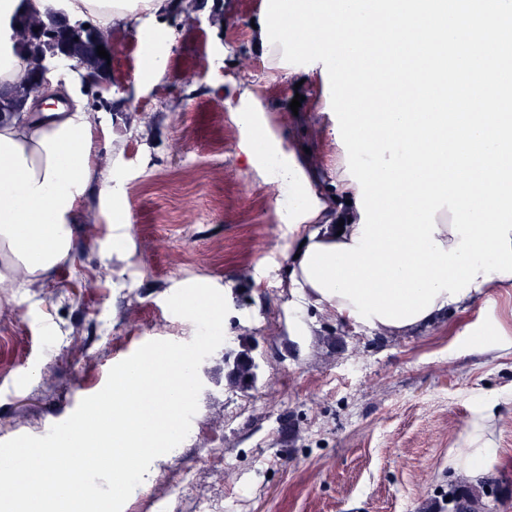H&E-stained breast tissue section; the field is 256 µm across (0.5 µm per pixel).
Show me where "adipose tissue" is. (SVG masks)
Segmentation results:
<instances>
[{"label": "adipose tissue", "instance_id": "obj_1", "mask_svg": "<svg viewBox=\"0 0 512 512\" xmlns=\"http://www.w3.org/2000/svg\"><path fill=\"white\" fill-rule=\"evenodd\" d=\"M62 8L69 16H95L100 26L112 21L158 18L169 0H0V32L23 11L48 13ZM254 93L237 91V120L244 132L240 143L247 167L276 181L282 198L278 221L288 229L292 254L291 280L303 304L349 316V300L324 296L306 279L301 256L311 245L352 244L359 234L361 215L355 200L358 185L345 171L344 155L317 168L299 148H285L277 119L254 109ZM90 115L81 103L66 110L0 114V282L17 274L37 279L66 259L73 228L79 222V203L90 185L100 195L117 196L116 176L94 175Z\"/></svg>", "mask_w": 512, "mask_h": 512}]
</instances>
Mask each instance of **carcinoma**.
<instances>
[{
  "mask_svg": "<svg viewBox=\"0 0 512 512\" xmlns=\"http://www.w3.org/2000/svg\"><path fill=\"white\" fill-rule=\"evenodd\" d=\"M40 17L36 12H27L14 18L9 38L15 55L19 58V68L32 73L41 70L43 62L50 55L76 45L73 67L85 74L101 79L110 77L112 66L107 59L98 56L97 47L106 46L110 34L96 24L75 22L72 28H61L50 33L29 31L31 21ZM35 87L23 79H16L6 92L0 90V113L15 112L24 104ZM450 512H490L483 491L474 487L449 495Z\"/></svg>",
  "mask_w": 512,
  "mask_h": 512,
  "instance_id": "obj_1",
  "label": "carcinoma"
}]
</instances>
